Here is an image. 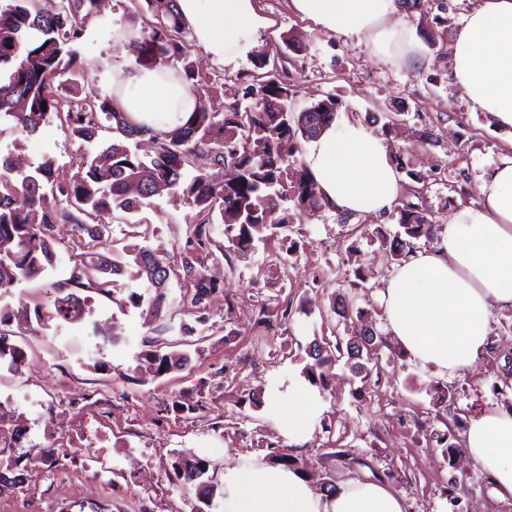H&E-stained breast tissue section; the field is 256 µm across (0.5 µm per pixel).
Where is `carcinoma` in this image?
<instances>
[{"label": "carcinoma", "mask_w": 512, "mask_h": 512, "mask_svg": "<svg viewBox=\"0 0 512 512\" xmlns=\"http://www.w3.org/2000/svg\"><path fill=\"white\" fill-rule=\"evenodd\" d=\"M147 10L159 19L145 21L135 36L124 43L134 65L146 68L169 67L173 76L193 92L194 109L182 124L153 130L133 124L114 103L113 95L84 92L78 75L82 61L74 48L85 35L88 18L96 0H8L0 5V119L14 123L28 135L57 119L69 135L92 143L99 131L112 130V143L102 150L76 155L75 171L65 172L46 156L28 173L15 176L10 156L0 154V289L42 276L57 260L58 224H70L89 239L87 251L70 258L68 278L49 284L44 305L0 314L3 326L13 320L43 324L49 319L77 325L85 321L88 308L71 306L74 294L95 290L111 294V277L127 268L137 282L128 304L141 310L147 320L159 316L168 301L173 277L184 281L186 292L180 303L190 314L206 312V301L223 288L205 273L211 256L209 224L219 214L224 236L232 252L241 253L256 241L288 230L294 210L298 216H312L325 210L322 194L306 166L288 160L285 143L301 137L309 140L336 121L340 101L328 95L294 112L289 102L297 90L287 81L288 73L272 68L259 74L245 88L243 100L224 105L214 112L203 90L205 79L191 59L181 39L185 28L177 0H144ZM147 137L155 145L154 154L142 156L131 149L130 141ZM209 165H221L224 182L213 183ZM59 195L65 205L43 207L45 191ZM178 194L196 210L191 247L180 259L169 261L136 244L123 251L111 248V224L104 215L120 210L137 213L147 200H160ZM398 224L404 238L397 249L385 251L387 261L399 264L416 249V241L434 240L435 220L417 206L399 209ZM360 347L353 342L313 340L308 353L312 362L303 369L304 377L326 386L327 369L343 356L354 360L356 375L369 377L371 369L358 361ZM147 368L158 374L179 371L188 357L174 351L158 350L144 355ZM21 416L14 411L0 412V441L11 440L12 425ZM172 469L179 480L203 489L207 500L216 499L208 477L209 464L199 458L178 457ZM466 486L454 482L448 488L452 512H462Z\"/></svg>", "instance_id": "obj_1"}]
</instances>
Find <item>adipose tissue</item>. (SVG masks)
Masks as SVG:
<instances>
[{
  "mask_svg": "<svg viewBox=\"0 0 512 512\" xmlns=\"http://www.w3.org/2000/svg\"><path fill=\"white\" fill-rule=\"evenodd\" d=\"M184 22L213 58L232 62L254 47L269 25L256 0H178ZM321 30L366 36L385 54L406 58L412 42L393 23L396 0H288ZM453 73L474 111L512 127V0H479L452 39ZM116 103L138 125L154 129L185 120L194 96L163 66L133 67L113 79ZM305 164L328 209L363 216L388 211L401 192L399 171L383 139L357 122L329 127L307 144ZM477 204L458 207L440 225L432 248L402 261L380 292L387 332L406 356L447 378L483 354L494 308L512 309V156L482 178ZM289 444L302 445L322 410L304 378L264 395ZM465 454L488 475L492 492L512 500V408L500 405L469 419ZM224 512H408L402 495L374 478L348 479L316 491L305 475L266 457L225 466Z\"/></svg>",
  "mask_w": 512,
  "mask_h": 512,
  "instance_id": "1",
  "label": "adipose tissue"
}]
</instances>
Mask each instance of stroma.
<instances>
[{
	"label": "stroma",
	"mask_w": 512,
	"mask_h": 512,
	"mask_svg": "<svg viewBox=\"0 0 512 512\" xmlns=\"http://www.w3.org/2000/svg\"><path fill=\"white\" fill-rule=\"evenodd\" d=\"M477 2L416 0L413 7L400 8L396 18L415 43L408 61L381 56L368 38L321 31L292 13L288 0H257L271 25L236 63L212 60L192 30H185L183 39L206 80L212 109L220 112L225 101L242 96L252 83L259 61L283 63L282 38L294 37L299 51L291 63H283L298 90L294 109L303 110L330 94L339 96L337 123L359 122L381 136L391 153L402 154L407 168L424 176L418 188L421 207L444 224L457 207L477 204L482 176L512 153V129L496 127L486 113L473 111L452 76L453 33ZM136 11L137 0H101L78 46L83 61L78 81L84 90L111 92L113 73L130 68L113 34L129 26ZM386 124L391 127L387 133L382 130ZM426 128L435 137L424 143L420 133ZM78 147L56 122L32 137L11 122L0 124V152L13 155L25 171L46 155L70 166ZM195 215V209L179 200L162 199L143 208V246L162 258L178 255L187 246ZM295 226L297 251L283 274L275 267L279 240L255 243L229 263L223 256L228 244L224 227L210 225L207 273L220 280L224 292L209 304L205 323H197L195 315L179 306L183 288L175 279L170 282V309L161 321L145 323L138 309L122 304L136 288L125 275L116 277L112 295L91 293L85 324L53 320L34 331L12 323L11 338L26 345L28 362L18 372L0 367V391H35L56 402L79 386L110 397L114 476L99 484L36 466L25 493L0 489V512H27V499L41 505L67 498L80 507L105 490L120 503L121 512H213L195 491L170 479L176 456L194 455L203 446L211 449L206 460L216 484L225 464L274 447L298 458L319 489L370 476L401 494L409 512H451L446 488L457 478L466 483L468 512H512V502L496 499L484 474L466 460H449L434 439L448 419L464 425L475 412L494 408L490 386L512 382V368L503 358L512 352V310L493 316L492 333L502 337L500 347L447 379L402 356L394 342L381 351L379 373L365 382L346 361H336L329 369L331 386L321 396L323 411L304 445L289 444L258 407L268 389L286 388L301 376L314 337L349 339L369 327L384 328L379 296L394 266L385 260L375 231L383 229L389 242H397L402 236L397 209L377 217L324 210L297 218ZM54 235L56 271L16 286L0 297V308L46 303L47 283L65 278L71 255L83 252L86 239L68 224L57 225ZM358 270L367 279L362 290L348 286ZM260 299L267 312H259ZM350 299L364 309L363 319L332 313L333 303ZM287 306L292 315L284 322L281 310ZM93 323L105 330L119 327L117 344L98 348L89 334ZM155 349L185 352L189 362L182 371L155 374L142 364L144 354ZM188 387L203 405L189 420L171 408ZM446 387L454 398L442 405L436 391Z\"/></svg>",
	"instance_id": "stroma-1"
}]
</instances>
